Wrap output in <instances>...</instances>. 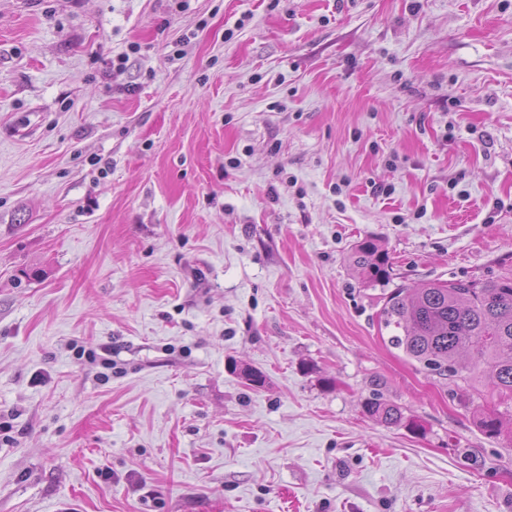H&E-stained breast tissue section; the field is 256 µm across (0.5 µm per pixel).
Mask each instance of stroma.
Segmentation results:
<instances>
[{
	"label": "stroma",
	"mask_w": 512,
	"mask_h": 512,
	"mask_svg": "<svg viewBox=\"0 0 512 512\" xmlns=\"http://www.w3.org/2000/svg\"><path fill=\"white\" fill-rule=\"evenodd\" d=\"M502 276L512 0H0V512H512L378 319ZM350 261L365 283H382L391 278L388 255L373 240L360 241ZM365 408L370 416L386 425H399L405 419L400 407L378 397L369 399Z\"/></svg>",
	"instance_id": "35a3bbf8"
}]
</instances>
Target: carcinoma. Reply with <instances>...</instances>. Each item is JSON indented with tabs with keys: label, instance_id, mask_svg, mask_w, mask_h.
Segmentation results:
<instances>
[{
	"label": "carcinoma",
	"instance_id": "carcinoma-1",
	"mask_svg": "<svg viewBox=\"0 0 512 512\" xmlns=\"http://www.w3.org/2000/svg\"><path fill=\"white\" fill-rule=\"evenodd\" d=\"M350 261L369 284L391 278L388 255L372 240L359 242ZM379 317L394 330L390 345L408 360L456 377L459 356L471 352L490 365L494 385L512 396V278L397 287L385 294ZM366 411L386 425L404 421L400 407L378 397L366 402Z\"/></svg>",
	"mask_w": 512,
	"mask_h": 512
}]
</instances>
